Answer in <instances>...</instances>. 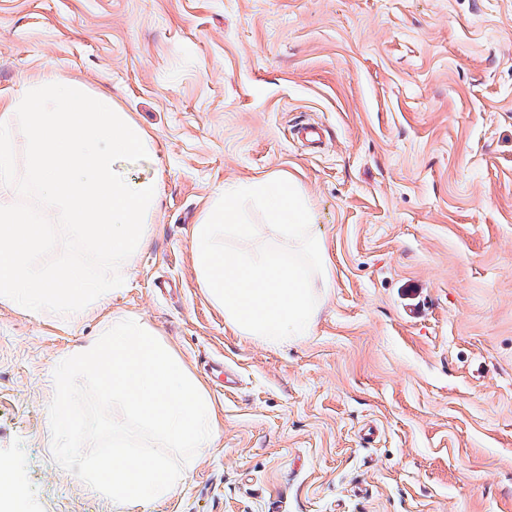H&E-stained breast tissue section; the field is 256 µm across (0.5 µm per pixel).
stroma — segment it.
I'll use <instances>...</instances> for the list:
<instances>
[{"mask_svg":"<svg viewBox=\"0 0 512 512\" xmlns=\"http://www.w3.org/2000/svg\"><path fill=\"white\" fill-rule=\"evenodd\" d=\"M44 70L132 113L153 154L127 172L162 198L97 315L0 305L24 512H512V0H0V97ZM270 172L331 263L311 336L278 348L226 328L190 256L213 193ZM115 312L222 416L167 499L114 503L53 458V371Z\"/></svg>","mask_w":512,"mask_h":512,"instance_id":"obj_1","label":"stroma"}]
</instances>
